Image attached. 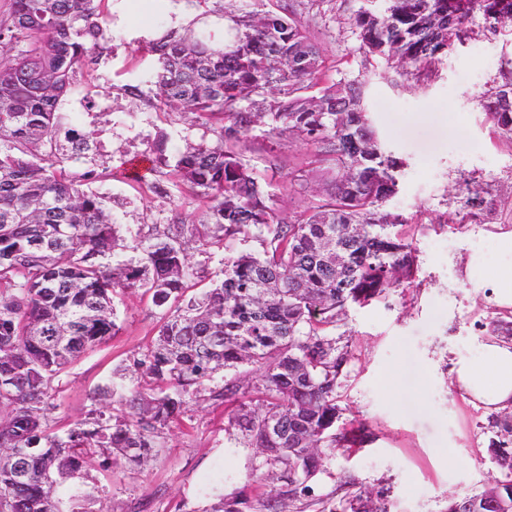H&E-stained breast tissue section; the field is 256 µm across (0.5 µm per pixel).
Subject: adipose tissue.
I'll list each match as a JSON object with an SVG mask.
<instances>
[{
    "instance_id": "obj_1",
    "label": "adipose tissue",
    "mask_w": 512,
    "mask_h": 512,
    "mask_svg": "<svg viewBox=\"0 0 512 512\" xmlns=\"http://www.w3.org/2000/svg\"><path fill=\"white\" fill-rule=\"evenodd\" d=\"M483 350L482 362L455 369L456 387L470 403L512 409V344L490 341Z\"/></svg>"
}]
</instances>
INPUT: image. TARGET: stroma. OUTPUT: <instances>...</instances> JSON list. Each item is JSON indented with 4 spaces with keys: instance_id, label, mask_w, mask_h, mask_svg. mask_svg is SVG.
<instances>
[{
    "instance_id": "35a3bbf8",
    "label": "stroma",
    "mask_w": 512,
    "mask_h": 512,
    "mask_svg": "<svg viewBox=\"0 0 512 512\" xmlns=\"http://www.w3.org/2000/svg\"><path fill=\"white\" fill-rule=\"evenodd\" d=\"M292 5L322 51V82L367 73L364 102L373 127L404 162L388 208L409 219L416 280L388 303L351 310L339 328L353 350L339 390L343 419L363 426L371 440L326 449L309 497L299 498L290 494L286 478L268 472L257 449L227 433L231 402L205 392L165 429L142 465L119 459L105 467L100 458L86 460L74 481L93 490L109 512H216L217 500L204 498L200 489L217 480L225 496L242 499V512H260L266 503L276 512H334L359 494L386 512H446L449 500L481 493L499 477L489 448L494 413L463 397L452 369L480 360L487 324L508 313L492 283L512 275V256L497 244L500 226L512 227V139L488 122L480 99L512 80V30L490 33L475 16L463 43L418 71L356 53L350 18L360 0ZM194 16L183 4L164 17L154 0H111L110 51L76 77L97 108L64 115V126L77 128L96 147L73 167L106 197L127 243L177 214L186 224L197 223L206 207L169 168L138 180L128 172L133 159L149 155L159 133L169 134L172 154L204 134L193 114L155 111L150 100L156 90L146 82V39L187 28ZM127 84L141 85L143 98L125 97ZM239 151L250 164L273 169L272 190L286 216L299 215L313 189L323 186L311 170L310 146L299 139H270L257 130ZM467 181L483 189L487 205L477 222L454 226L450 220L464 206L459 188ZM114 305L119 331L77 358L59 381L55 431L84 419L98 389L156 339L159 311L148 295L128 290L115 296Z\"/></svg>"
}]
</instances>
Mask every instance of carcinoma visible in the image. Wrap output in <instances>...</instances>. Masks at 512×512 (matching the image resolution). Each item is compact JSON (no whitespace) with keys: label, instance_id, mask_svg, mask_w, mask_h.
Wrapping results in <instances>:
<instances>
[{"label":"carcinoma","instance_id":"carcinoma-1","mask_svg":"<svg viewBox=\"0 0 512 512\" xmlns=\"http://www.w3.org/2000/svg\"><path fill=\"white\" fill-rule=\"evenodd\" d=\"M201 24L169 29L147 42L159 112H192L215 143H186L172 174L208 202L190 237L164 229L129 246L112 263L116 225L103 197L80 189L84 175L65 164L91 150L87 136L61 130L56 110L75 88L77 70L112 41L105 0H9L0 18V512H62L54 486L94 454L139 465L185 412L189 399L222 370L252 367L258 411L241 402L230 421L239 443L258 448L305 494L320 471L319 448H354L364 428L339 425L338 404L352 359L349 341L331 334L352 307L388 301L410 287L413 239L395 230L408 220L384 210L404 162L380 145L363 104L366 77L319 86L322 54L306 29L276 3L265 11L224 10L223 0H187ZM351 16L356 52L421 70L462 40L475 13L512 20V0H364ZM497 87L482 99L488 121L512 137V101ZM292 135L313 149L311 163L331 183L288 220L264 171L238 144L254 127ZM167 136L148 160L168 164ZM256 242L258 251L240 245ZM224 251V278L187 296L194 276L189 243ZM152 293L161 310L156 345L132 358L135 384L97 393L129 407L97 408L59 434L49 424L55 382L81 354L118 330L113 298ZM275 429H270V426ZM490 444L501 478L467 497L468 512H512V413L495 421ZM134 452L129 453L127 449Z\"/></svg>","mask_w":512,"mask_h":512}]
</instances>
